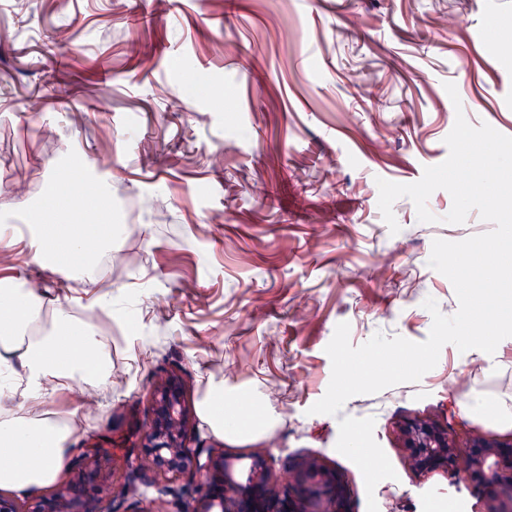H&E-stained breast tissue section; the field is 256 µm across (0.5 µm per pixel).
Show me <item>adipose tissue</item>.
<instances>
[{
  "instance_id": "1",
  "label": "adipose tissue",
  "mask_w": 512,
  "mask_h": 512,
  "mask_svg": "<svg viewBox=\"0 0 512 512\" xmlns=\"http://www.w3.org/2000/svg\"><path fill=\"white\" fill-rule=\"evenodd\" d=\"M39 252L77 270L83 287L98 285L102 253L111 251L118 227L112 210L99 207L88 231L72 225L38 227ZM68 384L77 409L112 388V351L90 324H78L59 300L37 287L0 289V487L21 494L51 483L64 465L72 419L48 411L61 384ZM201 413L212 433L238 441L265 430L246 425V401L225 397L224 385L207 381Z\"/></svg>"
}]
</instances>
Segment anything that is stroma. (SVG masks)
I'll return each instance as SVG.
<instances>
[{
    "instance_id": "35a3bbf8",
    "label": "stroma",
    "mask_w": 512,
    "mask_h": 512,
    "mask_svg": "<svg viewBox=\"0 0 512 512\" xmlns=\"http://www.w3.org/2000/svg\"><path fill=\"white\" fill-rule=\"evenodd\" d=\"M147 23H140L141 15ZM493 26L500 39L479 43ZM195 73L188 90L184 77ZM457 87L472 125L512 136V0H22L0 9V222L17 225L0 281L35 280L73 310L112 326L115 386L76 422L72 453L105 449L121 485L126 455L148 419L154 375L180 371L198 407L208 377L257 396L280 424L225 444L203 420L205 444L230 455L265 448L276 463L312 457L342 475L353 512H484L466 482L417 478L396 434L407 413L444 412L455 428L512 440V426L470 409V389L512 400V337L483 362L444 345L415 383L351 397L310 414L329 385L325 351L338 323L358 346L375 333L426 340L434 298L459 303L429 264L432 242L491 230L478 212L444 223L445 190L420 222L393 205L391 233L377 179L411 184L442 163ZM369 85L371 96L355 88ZM112 189L122 227L111 268L91 290L32 260L29 211L17 178L41 200L57 172ZM382 462L380 469L369 459ZM118 512H191L181 479L141 470Z\"/></svg>"
}]
</instances>
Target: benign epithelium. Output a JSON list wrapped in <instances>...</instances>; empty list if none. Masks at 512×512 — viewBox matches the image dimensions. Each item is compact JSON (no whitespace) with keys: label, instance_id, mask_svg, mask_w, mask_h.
I'll return each mask as SVG.
<instances>
[{"label":"benign epithelium","instance_id":"1","mask_svg":"<svg viewBox=\"0 0 512 512\" xmlns=\"http://www.w3.org/2000/svg\"><path fill=\"white\" fill-rule=\"evenodd\" d=\"M183 379L175 372L155 377L147 391L151 418L135 447L154 470L184 480L193 512H265L277 503L279 512H351L344 501L339 474L316 459L288 461L278 472L268 455L252 454L248 492L243 494L226 466L224 450L200 444L192 436V413L185 404ZM404 448L420 474L444 469L465 479L489 503L488 512H512V442L477 440V450L463 448L466 432L455 429L444 412L408 413L398 424ZM98 450L84 452L71 467L70 478L30 512H103L110 485L102 474Z\"/></svg>","mask_w":512,"mask_h":512}]
</instances>
